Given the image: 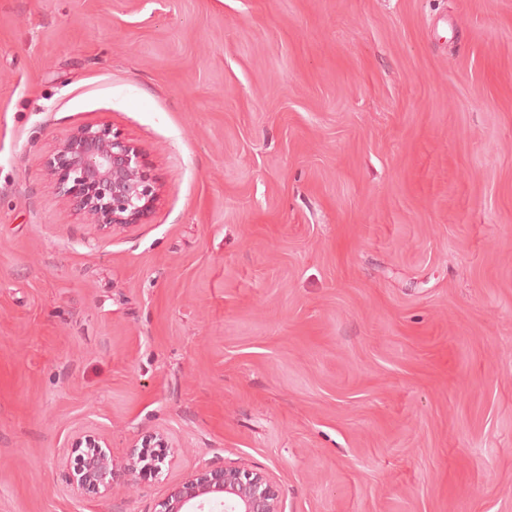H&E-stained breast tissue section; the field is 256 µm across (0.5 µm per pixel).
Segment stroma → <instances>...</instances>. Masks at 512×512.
Listing matches in <instances>:
<instances>
[{
  "instance_id": "1",
  "label": "stroma",
  "mask_w": 512,
  "mask_h": 512,
  "mask_svg": "<svg viewBox=\"0 0 512 512\" xmlns=\"http://www.w3.org/2000/svg\"><path fill=\"white\" fill-rule=\"evenodd\" d=\"M88 125L142 222L56 194ZM224 465L281 512H512V0H0V512ZM142 150L109 126L74 130L45 165L57 194L102 227L147 218L159 188ZM74 448L79 452L72 474L77 486L93 494L111 490L115 469L111 454L103 449L108 448L106 442L88 434L78 437ZM163 448H166L165 443L159 435L147 438L141 448L134 450L131 461L126 465L128 472L139 479L156 476L164 460Z\"/></svg>"
}]
</instances>
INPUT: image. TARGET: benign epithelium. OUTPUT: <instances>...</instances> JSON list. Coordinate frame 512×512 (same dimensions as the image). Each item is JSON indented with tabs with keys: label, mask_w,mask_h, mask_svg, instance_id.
<instances>
[{
	"label": "benign epithelium",
	"mask_w": 512,
	"mask_h": 512,
	"mask_svg": "<svg viewBox=\"0 0 512 512\" xmlns=\"http://www.w3.org/2000/svg\"><path fill=\"white\" fill-rule=\"evenodd\" d=\"M57 194L102 227L136 224L147 218L159 188L142 150L102 125L74 130L47 159ZM95 435L76 439L73 481L93 494L112 489L114 463ZM163 438H147L127 470L140 479L157 475L164 460ZM158 512H281L279 491L263 472L240 466L204 468L176 484Z\"/></svg>",
	"instance_id": "benign-epithelium-1"
}]
</instances>
